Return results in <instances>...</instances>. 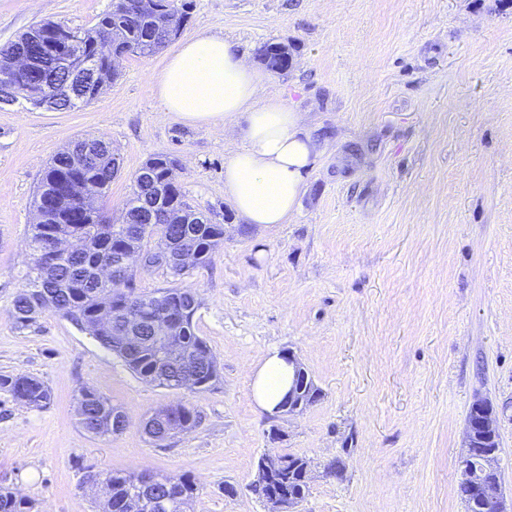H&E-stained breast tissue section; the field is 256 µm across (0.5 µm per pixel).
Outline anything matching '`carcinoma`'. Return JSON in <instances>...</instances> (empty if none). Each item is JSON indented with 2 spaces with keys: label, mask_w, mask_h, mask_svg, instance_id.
I'll return each mask as SVG.
<instances>
[{
  "label": "carcinoma",
  "mask_w": 512,
  "mask_h": 512,
  "mask_svg": "<svg viewBox=\"0 0 512 512\" xmlns=\"http://www.w3.org/2000/svg\"><path fill=\"white\" fill-rule=\"evenodd\" d=\"M187 19L186 5H178V0H112V8L101 14L94 26L71 29L77 36L74 51L96 59L100 85L81 97L61 99L59 107L73 110L90 104L97 91L116 77L112 55H154L180 35ZM66 30L68 27L57 23L40 22L0 47V76L13 74L11 61L16 56L23 54L29 60L27 70L15 77L17 99L35 105L40 84L68 80V74L42 50V41ZM286 55V46L269 44L263 61L279 71L276 58ZM74 145L90 146L96 152L84 160L69 148L57 154L43 174L33 201L36 222L28 242L32 261L24 273L25 284L11 301L14 324L27 328L51 311L95 338L144 383L178 390L182 379L194 372L198 389L208 387L218 376V366L206 340L196 332L194 316L200 303L194 293L182 288L142 293L135 286L136 273L141 270L136 264L126 271L122 285L114 284L110 276L100 277L99 272L112 267L118 254L164 253L170 261L156 262L148 269L163 268L178 280L190 272L177 263L178 257L193 251V267L207 264L224 245V225L186 223L194 209L186 203L177 180V161L167 155L149 158L135 174L122 221L111 223L104 216L102 198L119 170L112 146L95 136L78 139ZM86 182L97 185L96 194L84 192ZM74 236L83 239L80 250H58L59 239ZM154 236L155 247L145 248L144 241ZM131 297L141 315L133 328L127 326L125 309ZM162 316L176 323L164 355L155 336L156 319ZM0 391L31 409H44L51 403L45 383L27 374L0 375ZM164 410L179 418L186 430L199 425L191 406L179 402ZM76 413L84 432L98 438L118 434L112 420L124 416L109 397L91 385L80 388ZM281 459L285 467L253 487L258 498L292 488L287 464L301 456L285 454ZM146 475L155 477L147 486L143 485ZM86 479L98 490L101 512H187L199 493L195 479L185 474L112 471L88 474ZM33 508L30 500L0 487V512H33Z\"/></svg>",
  "instance_id": "1"
}]
</instances>
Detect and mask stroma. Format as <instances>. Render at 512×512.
I'll use <instances>...</instances> for the list:
<instances>
[{"label": "stroma", "instance_id": "stroma-1", "mask_svg": "<svg viewBox=\"0 0 512 512\" xmlns=\"http://www.w3.org/2000/svg\"><path fill=\"white\" fill-rule=\"evenodd\" d=\"M110 4L0 0V46L39 21L91 27ZM202 31L258 66L266 45H287L288 68L260 95L304 113L324 152L290 223L250 230L224 194L230 140L153 94L169 50L125 57L80 109L0 105V375L28 373L52 392L42 410L0 393V486L38 512H97L88 470L147 469L191 475L190 512H268L251 491L257 462L294 453L312 464L298 512H464L466 416L483 398L499 416L511 498L512 0H191L181 36ZM83 135L105 137L119 159L103 199L112 219L147 159L169 155L186 202L224 227L208 265L178 281L161 268L137 276L144 293L198 295L196 330L220 365L204 391L141 382L53 312L14 325L34 193ZM273 349L293 352L321 391L300 413L253 401V371ZM86 384L121 407V434L80 428ZM178 401L199 426L155 446L144 421Z\"/></svg>", "mask_w": 512, "mask_h": 512}]
</instances>
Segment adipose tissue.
<instances>
[{"mask_svg": "<svg viewBox=\"0 0 512 512\" xmlns=\"http://www.w3.org/2000/svg\"><path fill=\"white\" fill-rule=\"evenodd\" d=\"M266 73L219 35L186 39L156 77L153 90L164 111L192 125H225L244 117L241 146L224 166V192L237 213L258 227L288 223L304 192L320 145L302 113L279 99L260 98ZM292 369L269 351L252 376L258 408L275 412L291 384Z\"/></svg>", "mask_w": 512, "mask_h": 512, "instance_id": "obj_1", "label": "adipose tissue"}]
</instances>
